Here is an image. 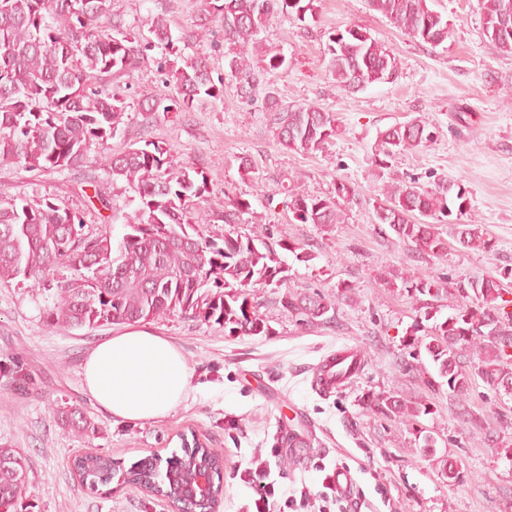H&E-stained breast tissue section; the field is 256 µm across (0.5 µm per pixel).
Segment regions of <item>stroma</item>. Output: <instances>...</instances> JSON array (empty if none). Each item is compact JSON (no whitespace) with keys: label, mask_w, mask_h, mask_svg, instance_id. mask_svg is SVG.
<instances>
[{"label":"stroma","mask_w":512,"mask_h":512,"mask_svg":"<svg viewBox=\"0 0 512 512\" xmlns=\"http://www.w3.org/2000/svg\"><path fill=\"white\" fill-rule=\"evenodd\" d=\"M433 6L450 23L447 41L437 47L411 39L367 0H321L317 18L303 23L276 15L260 38L286 56L288 67L262 75L256 91L244 96L224 68L222 23L203 14L201 0H114V11L129 25L160 14L177 37L209 28L207 39L189 40L183 52L208 59L213 77L224 80V97L191 112L142 111L143 99L164 90L157 69L162 51L154 49L138 69L100 82L109 90L122 87L126 103L123 132L109 147L160 142L175 159L205 168L215 192L252 199L265 190L273 203L258 208L259 224L269 225L275 238L303 243L313 259L284 253L282 281L257 289L269 335L228 336L216 324L180 315L147 322L146 330L177 348L192 377L187 396L166 417L138 422L104 412L85 388L88 354L123 326L46 327L41 296L14 281L0 283V446L25 459L24 497L35 512H175L132 485L90 491L71 460L87 452L109 454L126 467L150 455L163 460L180 452L183 436L191 434L224 456V496L216 512H239L252 498L234 473L256 455L269 457L283 500L303 486L319 491L322 466L344 465L356 473L361 512H512V454L494 450L512 440V397L496 395L478 378L461 404L428 356H421L417 371L404 369L407 334L424 317L404 280L431 272L457 281L512 268V55L485 38L479 0H434ZM353 25L396 57L395 81L355 93L336 84L328 70L329 39ZM270 90L282 103L334 113L336 136L309 154L278 144L266 121ZM414 118L436 129L433 143L378 166L379 131ZM245 156L256 163L257 176L241 169ZM88 172L96 185L85 183ZM291 177L320 196L333 195L337 181L352 183L357 198L342 202L344 222H295L280 192ZM440 177L466 190L468 218L481 224L493 253L452 242L441 255L419 254L376 223L374 202L384 183L405 179L429 188ZM96 192L111 201L113 232L121 234L135 215V194L113 183L98 150L84 167L63 172L0 165V200L48 198L78 212L92 230L102 222L90 202ZM342 283L352 285L353 295L338 303L330 325H299L281 302L309 289L332 296ZM345 345L361 348L365 369L353 387L321 398L311 387L314 367ZM390 396L427 404L429 411L406 420L366 405ZM64 406L90 421L88 434L61 425L54 410ZM291 431L308 447L281 443ZM427 435L437 440L432 458L421 451ZM442 457L458 466L461 482H448Z\"/></svg>","instance_id":"35a3bbf8"}]
</instances>
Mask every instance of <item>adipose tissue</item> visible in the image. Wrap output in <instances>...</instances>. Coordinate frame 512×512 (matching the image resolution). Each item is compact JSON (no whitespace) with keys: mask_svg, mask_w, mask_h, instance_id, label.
I'll return each mask as SVG.
<instances>
[{"mask_svg":"<svg viewBox=\"0 0 512 512\" xmlns=\"http://www.w3.org/2000/svg\"><path fill=\"white\" fill-rule=\"evenodd\" d=\"M86 388L112 416L128 421L161 418L180 403L189 369L166 339L131 330L99 343L84 366Z\"/></svg>","mask_w":512,"mask_h":512,"instance_id":"adipose-tissue-1","label":"adipose tissue"}]
</instances>
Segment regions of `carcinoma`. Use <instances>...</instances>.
Returning a JSON list of instances; mask_svg holds the SVG:
<instances>
[{
  "mask_svg": "<svg viewBox=\"0 0 512 512\" xmlns=\"http://www.w3.org/2000/svg\"><path fill=\"white\" fill-rule=\"evenodd\" d=\"M320 0H203L204 11L224 24V60L238 80L239 91L251 93L254 64L276 73L288 67L278 52L259 50L260 31L281 12L304 22L316 19ZM370 8L408 36L437 46L448 39V18L431 0H368ZM512 0H481L484 34L503 53L512 54V32L502 29L506 5ZM149 35L127 27L112 12V0H0V164L31 170L71 169L82 165L92 146L105 150L103 168L112 182L121 181L136 194L138 208L120 240L112 238L109 218L95 232L85 231L79 215L48 198L0 201V282L15 280L44 295L41 318L48 327L71 329L154 321L183 315L224 327V332L269 335L258 312L255 289L264 288L284 272L278 250L309 262L314 255L297 244L276 240L268 227L252 234L229 229L216 239L205 233L211 217L226 224L244 223L255 214L243 197L213 195L207 173L177 161L155 141L130 143L113 153L106 143L122 131L123 95L93 86L108 75L121 77L138 67L147 52L162 47L159 62L172 98L150 99L144 111L168 116L192 112L201 102L224 97V81L214 80L206 59L186 56L175 45L162 15L150 18ZM329 71L347 90L393 81L396 58L363 28L351 26L330 38ZM268 125L279 143L291 151L322 150L338 131L335 114L312 105L281 104L267 93ZM435 131L422 119L393 125L378 133L375 158L384 164L404 151L433 142ZM286 206L300 224H341L337 199H353L355 187L336 182L335 196L306 192L298 181L283 187ZM384 200L374 206L376 223L385 224L418 253L435 255L447 248L436 224L450 225L452 239L463 249L493 251L480 225L460 222L470 202L458 182L440 179L434 187L398 181L381 188ZM512 272L449 283L424 274L405 283L411 296L427 297L424 318L408 333L414 368L419 349L434 363L448 389L458 397L479 376L495 393L512 396ZM453 290L458 304L439 318L438 303ZM319 291L282 298L283 306L301 325L335 321V299ZM423 336H418V332ZM371 409L401 417L429 413L428 407L407 405L400 397L369 399ZM182 455L143 458L128 469L112 456L83 454L73 467L91 490L120 476L155 496H180L183 512H209L212 502L182 496L198 468L213 475V499L223 496L224 456L198 441L182 443ZM27 482L24 459L13 448L0 447V509L31 512L23 500Z\"/></svg>",
  "mask_w": 512,
  "mask_h": 512,
  "instance_id": "obj_1",
  "label": "carcinoma"
}]
</instances>
